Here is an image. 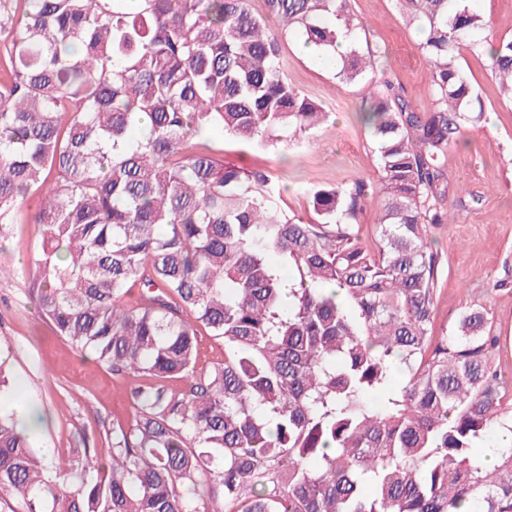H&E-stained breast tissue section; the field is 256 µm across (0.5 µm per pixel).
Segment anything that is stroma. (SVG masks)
Masks as SVG:
<instances>
[{
  "mask_svg": "<svg viewBox=\"0 0 512 512\" xmlns=\"http://www.w3.org/2000/svg\"><path fill=\"white\" fill-rule=\"evenodd\" d=\"M348 7L360 47L376 53L374 75L390 80L416 105L427 106L433 88L419 49L418 26L403 22L397 0H349ZM473 7L492 21L479 33V41L512 39V0H474ZM281 46L289 81L330 112L329 125L309 135L299 150L280 143L258 151L227 136L193 139L190 149L230 169L264 172L281 188L280 207L306 222L316 218L308 189L367 179L369 199L359 217L358 236L370 243L374 216L383 202L375 181L377 156L362 120L371 87L365 80L340 82L334 65L303 54L292 35L282 36ZM458 61L485 112L442 160L441 206L454 221L428 229L441 266L435 330L452 329L466 307H484L491 316V333L499 338L490 361L512 385V101L503 99L491 81L486 57L465 48ZM40 201L38 193L28 196L7 245L0 247V266H19L37 251L41 232L31 217ZM27 288V280L16 276L0 280V354L7 357L16 391L41 414L33 441L60 453L100 446L113 426L130 421L126 392L132 381L113 375L53 334L30 302Z\"/></svg>",
  "mask_w": 512,
  "mask_h": 512,
  "instance_id": "obj_1",
  "label": "stroma"
}]
</instances>
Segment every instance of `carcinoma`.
<instances>
[{
    "label": "carcinoma",
    "instance_id": "cac0c4a2",
    "mask_svg": "<svg viewBox=\"0 0 512 512\" xmlns=\"http://www.w3.org/2000/svg\"><path fill=\"white\" fill-rule=\"evenodd\" d=\"M348 2L267 8L329 52L350 37ZM398 2L421 23L433 99L419 112L371 78L384 205L365 246V180L309 189L305 224L266 174L189 151L206 133L298 141L328 118L248 0H0V237L40 193L41 248L13 274L56 335L133 379L129 425L55 458L64 487L0 409V491L24 512H512V441L490 468L474 454L512 433L497 337L478 307L434 335L428 241L448 223L441 156L483 114L456 57L486 55L512 100V40L476 41L488 21L469 0ZM335 65L346 83L373 68L353 43ZM200 326L224 341L208 370Z\"/></svg>",
    "mask_w": 512,
    "mask_h": 512
}]
</instances>
